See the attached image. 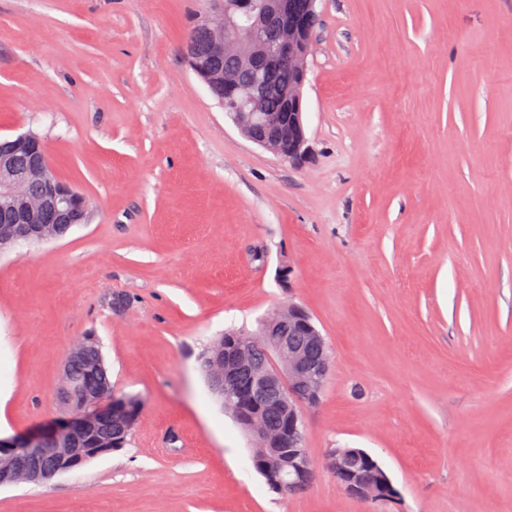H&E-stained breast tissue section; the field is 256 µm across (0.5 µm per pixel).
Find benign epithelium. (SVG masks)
<instances>
[{
    "instance_id": "obj_1",
    "label": "benign epithelium",
    "mask_w": 512,
    "mask_h": 512,
    "mask_svg": "<svg viewBox=\"0 0 512 512\" xmlns=\"http://www.w3.org/2000/svg\"><path fill=\"white\" fill-rule=\"evenodd\" d=\"M316 4L317 0H209L207 10L196 18L192 28L206 37L207 58L224 60V70L210 71L213 78L206 79L205 85L210 90L224 87V96L218 102L222 107L228 101L234 106L229 116L231 122L248 141L292 165L304 163L310 155L302 119L303 88L308 75L312 28L318 21ZM182 51L195 70L207 72L195 38L185 40ZM280 67L293 70L295 82L281 91L279 111L268 112L266 78ZM12 143L26 146L29 161L20 166L12 153L0 149V223L16 227L12 234L0 235V251L23 240H47L49 230L56 224L73 227L88 219L83 195L53 173L41 144L24 134L16 136ZM288 327L309 336L320 358L307 359L289 348L283 339L274 343L270 348L269 367L254 376L248 396L255 399L269 388L277 389L279 397L273 405L288 406V426L271 435L250 419L245 421V428L254 440L277 449L279 462L288 465L289 474L303 478L312 472L314 463L294 433L303 426L299 420L303 406L315 403L323 389L330 356L324 336L302 306L294 303L288 307ZM251 364L252 357L243 343L224 346V353L216 358L217 375L213 383L224 386L225 400L230 402L241 397L235 374ZM104 414L128 415L125 399L105 392L94 393L86 397L79 411L49 427L0 438V487L44 482L64 473L65 469L58 464L40 472H19L13 467L14 454L19 448L32 454L49 451L57 460L78 462L80 449L72 447V443ZM46 437L56 439L58 447L49 450L41 447ZM351 455L362 456L364 452L331 449L328 455L332 474L343 477L338 486L344 492L375 502L384 497L381 490L393 489L391 481L382 474L378 475L376 488L346 476V461Z\"/></svg>"
}]
</instances>
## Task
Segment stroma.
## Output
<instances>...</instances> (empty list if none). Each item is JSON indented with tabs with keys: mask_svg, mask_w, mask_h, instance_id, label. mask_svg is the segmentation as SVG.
Segmentation results:
<instances>
[{
	"mask_svg": "<svg viewBox=\"0 0 512 512\" xmlns=\"http://www.w3.org/2000/svg\"><path fill=\"white\" fill-rule=\"evenodd\" d=\"M201 10L0 0V139L38 134L91 203L0 253V436L65 415L88 334L142 403L126 448L0 487V512H512V0H318L300 166L191 71ZM289 300L332 362L303 411L316 477L283 498L198 355ZM330 448L369 452L399 498L344 493Z\"/></svg>",
	"mask_w": 512,
	"mask_h": 512,
	"instance_id": "stroma-1",
	"label": "stroma"
}]
</instances>
